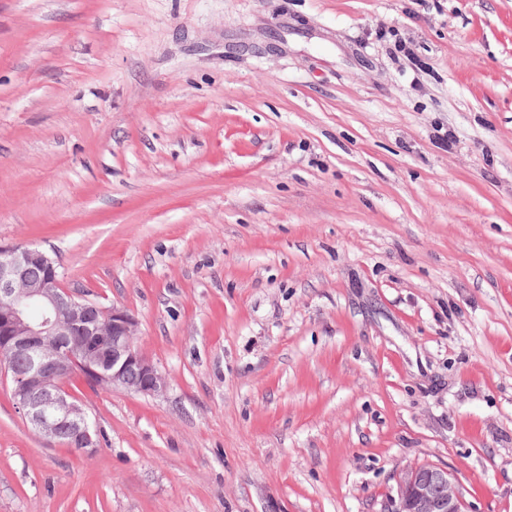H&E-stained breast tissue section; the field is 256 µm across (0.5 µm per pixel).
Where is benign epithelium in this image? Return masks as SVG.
I'll use <instances>...</instances> for the list:
<instances>
[{"label": "benign epithelium", "mask_w": 512, "mask_h": 512, "mask_svg": "<svg viewBox=\"0 0 512 512\" xmlns=\"http://www.w3.org/2000/svg\"><path fill=\"white\" fill-rule=\"evenodd\" d=\"M39 269L33 278L30 271ZM36 306L40 316L28 315ZM138 321L125 308L103 307L66 286L59 266L42 250L0 246V354L16 362L12 395L26 422L51 442L66 434L82 450L99 447L96 427L67 389L78 373L96 386L160 396L167 379L134 344ZM135 376H129V372ZM385 512H467L448 470L417 467L400 483Z\"/></svg>", "instance_id": "7a95c632"}]
</instances>
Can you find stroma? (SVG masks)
Returning <instances> with one entry per match:
<instances>
[{
	"instance_id": "obj_1",
	"label": "stroma",
	"mask_w": 512,
	"mask_h": 512,
	"mask_svg": "<svg viewBox=\"0 0 512 512\" xmlns=\"http://www.w3.org/2000/svg\"><path fill=\"white\" fill-rule=\"evenodd\" d=\"M163 396L0 378V512H512V0H0V246ZM394 506V509L393 507ZM385 512H467L466 501L448 470L417 467L400 483L398 501Z\"/></svg>"
}]
</instances>
